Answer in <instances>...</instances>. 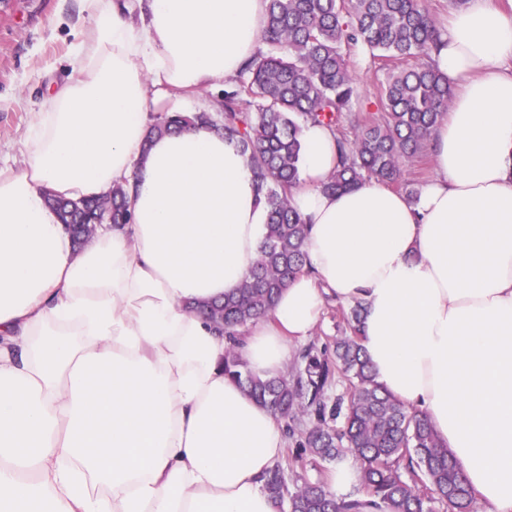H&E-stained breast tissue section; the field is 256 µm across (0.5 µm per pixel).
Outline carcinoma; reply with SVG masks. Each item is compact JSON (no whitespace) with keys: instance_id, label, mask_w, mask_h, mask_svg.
Segmentation results:
<instances>
[{"instance_id":"1","label":"carcinoma","mask_w":512,"mask_h":512,"mask_svg":"<svg viewBox=\"0 0 512 512\" xmlns=\"http://www.w3.org/2000/svg\"><path fill=\"white\" fill-rule=\"evenodd\" d=\"M262 47L238 76L227 80L220 110L162 112L152 117L148 137L161 136L199 122L235 142L248 160L267 224L259 255L239 288L200 312L224 328V372L252 398L284 420L316 422L301 433L298 446L334 461L351 455L360 464L367 504L385 512H475L476 498L467 477L449 455L427 419L389 395L370 370L358 342L360 302L341 310L347 326L336 337L332 357L300 353L304 366L263 379L248 368L236 348L237 329L267 313L279 291L306 267L310 225L291 206L300 183L307 123L336 134L339 161L323 185L326 192L374 180L414 196L407 167L430 147L433 128L451 106L448 76L432 64L441 28L428 0H266ZM362 51L384 73L377 111L359 121L347 118L359 97L360 78L351 56ZM416 63L409 64L410 60ZM76 244L104 224H128L126 189L112 186L108 200L49 198ZM347 381L345 395L327 408L334 378ZM343 416L335 427L326 419ZM264 491L276 512H360L357 499L335 500L324 482H306L291 490L284 470L264 477Z\"/></svg>"}]
</instances>
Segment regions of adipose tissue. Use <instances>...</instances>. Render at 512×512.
I'll return each instance as SVG.
<instances>
[{
  "instance_id": "adipose-tissue-1",
  "label": "adipose tissue",
  "mask_w": 512,
  "mask_h": 512,
  "mask_svg": "<svg viewBox=\"0 0 512 512\" xmlns=\"http://www.w3.org/2000/svg\"><path fill=\"white\" fill-rule=\"evenodd\" d=\"M73 74L44 96L21 165H0V512H276L281 422L221 365L197 312L239 288L267 212L209 126L147 138L148 114L237 75L265 0H81ZM432 55L453 86L416 199L321 185L333 132L303 130L292 204L309 270L243 332L284 373L327 297L361 302L376 381L422 412L483 512H512V11L466 0ZM128 187L130 223L82 247L47 195ZM111 496L89 495L88 484Z\"/></svg>"
}]
</instances>
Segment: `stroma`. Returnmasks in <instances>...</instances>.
<instances>
[{"mask_svg": "<svg viewBox=\"0 0 512 512\" xmlns=\"http://www.w3.org/2000/svg\"><path fill=\"white\" fill-rule=\"evenodd\" d=\"M84 23L79 0H0V162L21 164L22 135L48 84L70 76L66 57ZM279 464L289 486L324 478L331 464L288 438Z\"/></svg>", "mask_w": 512, "mask_h": 512, "instance_id": "1", "label": "stroma"}]
</instances>
